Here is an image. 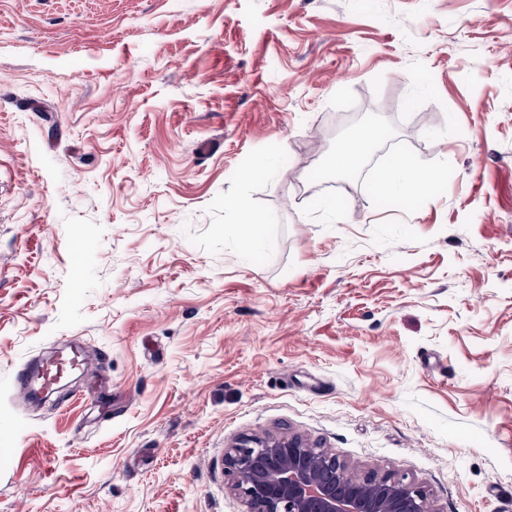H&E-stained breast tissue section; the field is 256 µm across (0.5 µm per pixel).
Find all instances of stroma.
Listing matches in <instances>:
<instances>
[{
  "instance_id": "1",
  "label": "stroma",
  "mask_w": 512,
  "mask_h": 512,
  "mask_svg": "<svg viewBox=\"0 0 512 512\" xmlns=\"http://www.w3.org/2000/svg\"><path fill=\"white\" fill-rule=\"evenodd\" d=\"M396 156L439 182L380 202ZM284 437L512 512V0H0V512H249ZM374 134L375 130L370 129L362 139L343 142L326 160V167L339 173L352 166L367 151L370 141L374 140ZM239 208L242 221L239 232L240 246L245 252H251L258 245L263 246L265 243L263 237L265 220L261 215L251 212L245 202H240ZM74 374L89 379L95 378L98 374L96 362L81 344H70L50 359L26 363L19 373L18 384L22 389H29L36 381L41 390L47 392Z\"/></svg>"
}]
</instances>
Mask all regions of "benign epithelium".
I'll return each mask as SVG.
<instances>
[{"label": "benign epithelium", "mask_w": 512, "mask_h": 512, "mask_svg": "<svg viewBox=\"0 0 512 512\" xmlns=\"http://www.w3.org/2000/svg\"><path fill=\"white\" fill-rule=\"evenodd\" d=\"M250 512H430L428 493L407 477L355 478L298 438L239 444L225 454Z\"/></svg>", "instance_id": "benign-epithelium-1"}]
</instances>
